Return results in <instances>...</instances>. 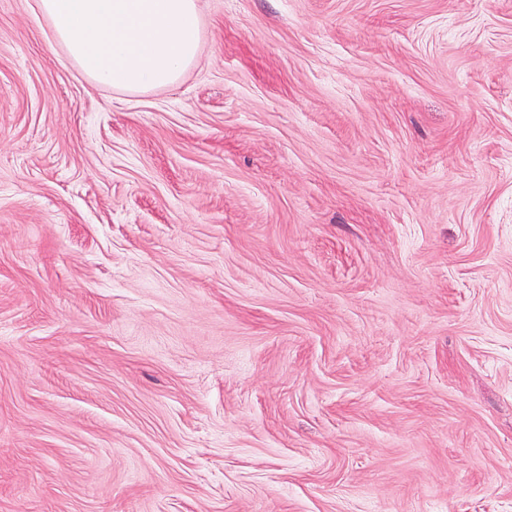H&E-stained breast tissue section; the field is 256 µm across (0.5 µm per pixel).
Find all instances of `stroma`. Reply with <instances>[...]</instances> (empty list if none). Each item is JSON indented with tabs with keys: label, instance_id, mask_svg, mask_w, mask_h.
Masks as SVG:
<instances>
[{
	"label": "stroma",
	"instance_id": "35a3bbf8",
	"mask_svg": "<svg viewBox=\"0 0 512 512\" xmlns=\"http://www.w3.org/2000/svg\"><path fill=\"white\" fill-rule=\"evenodd\" d=\"M0 0V512H512V0H197L174 85Z\"/></svg>",
	"mask_w": 512,
	"mask_h": 512
}]
</instances>
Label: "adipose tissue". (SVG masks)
Here are the masks:
<instances>
[{"mask_svg":"<svg viewBox=\"0 0 512 512\" xmlns=\"http://www.w3.org/2000/svg\"><path fill=\"white\" fill-rule=\"evenodd\" d=\"M52 44L92 83L146 92L178 82L198 56L196 0H37Z\"/></svg>","mask_w":512,"mask_h":512,"instance_id":"obj_1","label":"adipose tissue"}]
</instances>
